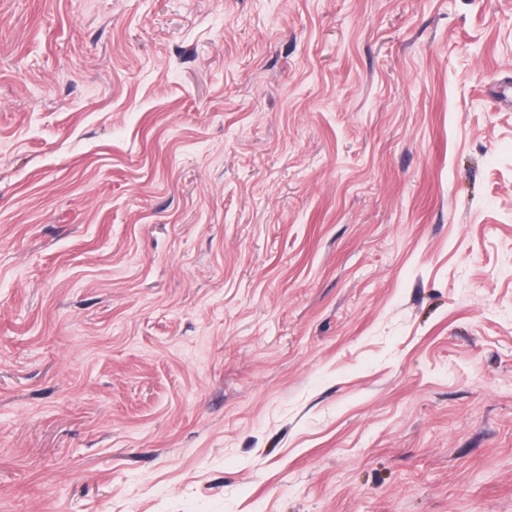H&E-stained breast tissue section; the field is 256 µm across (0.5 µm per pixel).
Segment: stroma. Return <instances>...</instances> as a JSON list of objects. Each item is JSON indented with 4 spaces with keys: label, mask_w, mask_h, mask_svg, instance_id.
<instances>
[{
    "label": "stroma",
    "mask_w": 512,
    "mask_h": 512,
    "mask_svg": "<svg viewBox=\"0 0 512 512\" xmlns=\"http://www.w3.org/2000/svg\"><path fill=\"white\" fill-rule=\"evenodd\" d=\"M0 512H512V0H0Z\"/></svg>",
    "instance_id": "35a3bbf8"
}]
</instances>
